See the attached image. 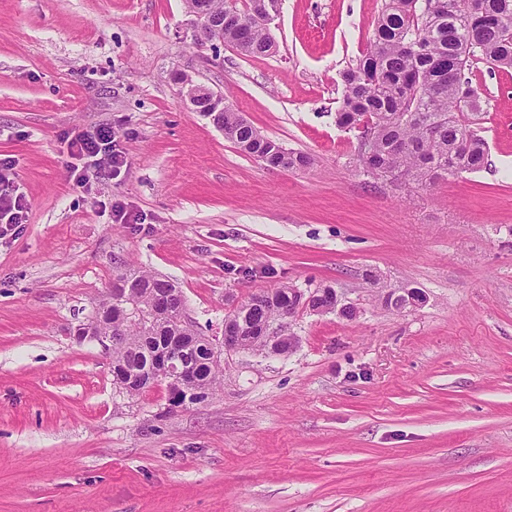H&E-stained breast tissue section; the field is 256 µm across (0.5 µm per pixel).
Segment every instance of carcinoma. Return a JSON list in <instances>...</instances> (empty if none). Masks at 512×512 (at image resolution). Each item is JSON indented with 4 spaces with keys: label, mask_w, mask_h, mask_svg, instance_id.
Returning a JSON list of instances; mask_svg holds the SVG:
<instances>
[{
    "label": "carcinoma",
    "mask_w": 512,
    "mask_h": 512,
    "mask_svg": "<svg viewBox=\"0 0 512 512\" xmlns=\"http://www.w3.org/2000/svg\"><path fill=\"white\" fill-rule=\"evenodd\" d=\"M209 19L234 10L245 26L224 27V42L244 55H261L271 47L267 30L251 23L253 0H196ZM467 13L458 0H385L369 48L359 64L343 73L345 92L336 123L370 137L374 171L400 176L419 185L476 172L487 162V142L463 120L480 105L468 76L477 58L491 68H512V0H477ZM224 138L242 152L273 168L297 169L314 164L261 135L230 106L224 107ZM290 286L273 297L250 296L224 317L245 336H261L273 323L288 335ZM175 286L163 277L128 266L112 278V287L95 314L78 323L93 336L112 337L113 383L128 396L145 385L129 384L149 372L164 374L161 361L177 359L170 340L179 332ZM198 394L180 399L196 405L212 396L223 378L221 364L202 356Z\"/></svg>",
    "instance_id": "cac0c4a2"
}]
</instances>
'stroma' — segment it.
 <instances>
[{
	"mask_svg": "<svg viewBox=\"0 0 512 512\" xmlns=\"http://www.w3.org/2000/svg\"><path fill=\"white\" fill-rule=\"evenodd\" d=\"M384 4L283 0L245 56L198 52L185 0H0V158L27 204L0 238V512H512V69L472 66L482 170L367 172L336 112ZM177 70L313 166L241 153ZM102 126L127 164L86 190L62 137ZM127 265L210 337L286 283L360 313L300 314L287 357L225 353L214 395L172 411L68 333ZM399 286L426 302L387 310Z\"/></svg>",
	"mask_w": 512,
	"mask_h": 512,
	"instance_id": "35a3bbf8",
	"label": "stroma"
}]
</instances>
